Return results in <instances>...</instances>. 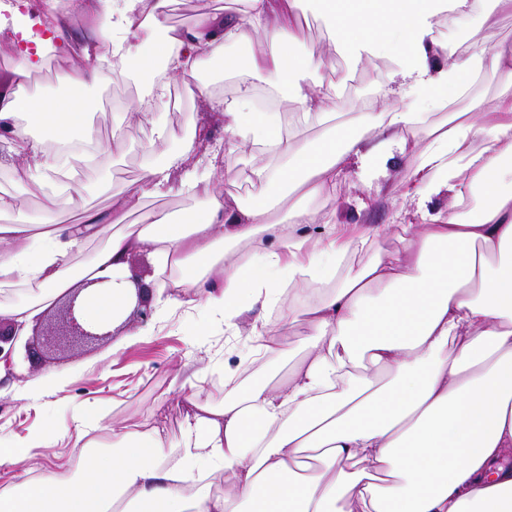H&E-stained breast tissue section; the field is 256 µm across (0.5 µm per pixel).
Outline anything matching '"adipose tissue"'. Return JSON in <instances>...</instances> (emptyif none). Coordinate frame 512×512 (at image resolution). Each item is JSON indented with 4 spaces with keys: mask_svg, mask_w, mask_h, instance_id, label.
<instances>
[{
    "mask_svg": "<svg viewBox=\"0 0 512 512\" xmlns=\"http://www.w3.org/2000/svg\"><path fill=\"white\" fill-rule=\"evenodd\" d=\"M300 2L239 0L237 14L206 12L180 29L168 23L174 0H83L95 23L77 37L53 0H16L9 23L0 22L16 47L0 84V140L27 159L30 179L60 170L48 135L122 150L120 134L101 139L76 92L128 72L148 86L138 110L153 126L148 151L162 155L127 185L118 207L83 210L74 224L0 223V286L19 279L34 289L27 304H0V320L29 322L73 288L107 277L110 291L80 299V314L89 327L120 325L137 297L127 260L142 247L158 271H181V286L228 322L256 307L264 314L284 293L285 280L254 277L256 263L326 286L305 307L304 356L263 315L253 321L260 352L291 365L276 385L230 391L214 406L188 375L191 411L175 445L152 429L122 432L107 446L89 440L75 475L46 472L1 487L0 512H512V42L442 60L471 16L495 27L512 0H317L337 55L358 67L386 62L376 75L379 109L360 115L363 135L333 123L329 89L309 82L327 62L298 50ZM254 32L263 36L257 55L225 57L228 43ZM56 44L77 46L83 60L62 77L72 94L34 103L24 85ZM217 58L241 76L273 71L284 99L324 128L302 146L277 113L250 111L247 96L214 98L225 151L252 142L271 158L250 169L261 193L246 207L225 203L193 171L172 183L191 144L168 150L172 133L159 108L173 80L209 95L198 76ZM487 69L499 85L478 103V117L435 128L410 167L403 195L417 221L403 225L402 249L347 267L346 256L364 251L371 234L345 237L332 224L318 238L297 233L317 221L307 199L335 192L352 164L367 178H387L376 158H405L403 131L448 107L467 76ZM176 188L197 197L192 219L144 209L145 199ZM443 193L452 198L445 211L434 205ZM132 212L138 223H127ZM267 232L278 250L225 264L228 251ZM94 237L103 244L90 260L64 269ZM214 474L230 489L213 491Z\"/></svg>",
    "mask_w": 512,
    "mask_h": 512,
    "instance_id": "obj_1",
    "label": "adipose tissue"
}]
</instances>
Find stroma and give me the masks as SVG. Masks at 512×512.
<instances>
[{
  "label": "stroma",
  "instance_id": "stroma-1",
  "mask_svg": "<svg viewBox=\"0 0 512 512\" xmlns=\"http://www.w3.org/2000/svg\"><path fill=\"white\" fill-rule=\"evenodd\" d=\"M299 17L306 35L303 51L327 59L326 67L314 74L311 82L329 87V105L339 122H351L359 111L358 100L373 93L371 77L335 56L312 0H302ZM501 41H512L510 14L501 15L492 29L486 28L479 16H472L454 38L455 44L468 48H489ZM201 78L216 94L226 97L236 96L241 85H248L250 105L256 110L261 107L260 92L273 90L276 82L264 71L241 81L218 61L206 68ZM144 94V87L134 77L86 90L102 137L108 139L113 131H120L124 147L122 158L117 160L107 154L91 159L72 156L78 191L64 189L56 182L37 185L29 181L22 173L24 160L11 154L4 141H0V191L17 198L22 216H50L64 224L76 220L82 207L106 209L118 204L124 187L139 177L149 159L145 147L152 127L132 114ZM165 120L175 141L193 143L187 167L208 173L213 188L225 200L243 205L254 201L259 191L248 181V172L266 157L247 147L225 154L220 167L210 169L209 160L224 138V123L215 119L209 99L190 92L177 96ZM308 205L317 211L318 221L301 226L300 232L310 237L317 236L325 222L376 227L390 223L395 213L408 209L400 194L378 191L355 169L345 175L332 198L316 197ZM128 271L147 289L154 310L148 322L132 314L123 327L101 340L50 349L38 336L57 320L55 308L50 307L26 325L14 344L9 364H0V447L24 445L30 436L50 426L67 435L60 446L35 449L33 457L0 467V487L50 470L73 474L78 460L70 455L72 436L88 406H95L104 423L115 428L145 430L155 426L165 441L173 442L187 411L186 392L181 387L187 373L197 372L196 389L202 398L220 404L226 383L244 388L256 375L275 383L287 372V365L279 359L257 360L255 342L249 334L252 315L227 323L202 300H190L184 289L157 287L147 251L129 256Z\"/></svg>",
  "mask_w": 512,
  "mask_h": 512
}]
</instances>
